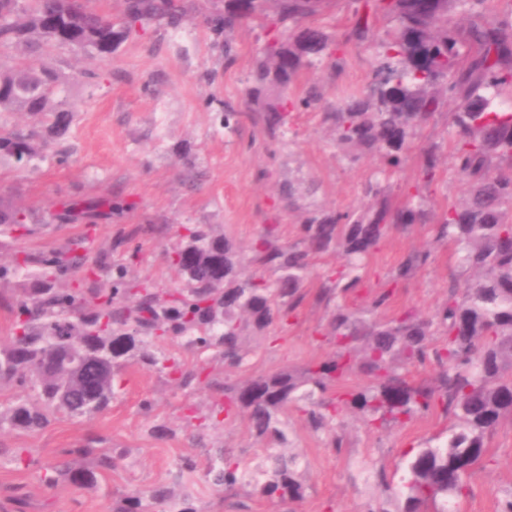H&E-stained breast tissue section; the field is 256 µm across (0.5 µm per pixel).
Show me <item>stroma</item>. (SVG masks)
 I'll list each match as a JSON object with an SVG mask.
<instances>
[{"label": "stroma", "instance_id": "1", "mask_svg": "<svg viewBox=\"0 0 512 512\" xmlns=\"http://www.w3.org/2000/svg\"><path fill=\"white\" fill-rule=\"evenodd\" d=\"M179 3L178 26L150 23L111 58H91L68 47L51 51L48 64L73 76L59 94L73 122L68 134L27 168L0 165V201L29 208L36 220L34 234L24 241L0 234V264L21 248L46 253L79 239L88 260L108 254L112 265L126 266L129 277L173 289L183 281L168 253L186 228L223 231L245 250L265 225H276L285 244L295 240L306 211L353 212L363 206L377 161L368 157L349 163L327 116L343 104L346 91L369 82L377 64L375 47L350 44L342 52V67L325 61L305 70L295 94L313 86L322 98L314 109L291 112L273 137L250 93L253 61L270 40V30L246 22L220 39L211 30V18L223 10L224 0ZM228 112L233 115L229 121L224 118ZM448 112L441 107L419 130L406 163L387 186L394 204L404 203L419 182L421 149L447 146ZM69 199H109L122 207L109 216L63 223L57 213ZM430 238L425 224L393 231L370 256L362 286L347 297V306L364 311L388 290L392 298L378 319L405 309L434 315L456 273L448 245L433 248L415 276L393 277L403 257L427 247ZM344 266L334 253L317 262L305 282L308 297L295 317L286 327L272 328L270 337L250 339L247 375L300 369L331 352L322 340L329 309L314 295L328 275ZM210 398L209 390L185 391L156 369L135 366L126 373L124 390L103 412L61 417L35 433L0 431V512H111L115 499L154 484H173L186 457L196 470L184 483L206 512H400L397 491L410 451L447 428L434 412L375 429L347 409L336 420L343 440L336 451L326 434L306 427L301 412L290 411L288 450L298 457L306 491L302 500L282 504L249 488L222 495L205 483L208 449L224 446L253 462L265 453L240 422L200 435L185 407ZM156 425L165 426L163 437L151 435ZM91 437L104 447L126 449L127 458L97 484L46 486V468ZM18 448L29 456L28 467L9 463L8 454ZM381 472L386 481L378 480ZM471 486L461 512H502L512 500L511 421L497 426ZM18 491L25 495L24 504L14 500Z\"/></svg>", "mask_w": 512, "mask_h": 512}]
</instances>
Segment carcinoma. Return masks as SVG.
I'll use <instances>...</instances> for the list:
<instances>
[{
  "instance_id": "cac0c4a2",
  "label": "carcinoma",
  "mask_w": 512,
  "mask_h": 512,
  "mask_svg": "<svg viewBox=\"0 0 512 512\" xmlns=\"http://www.w3.org/2000/svg\"><path fill=\"white\" fill-rule=\"evenodd\" d=\"M325 0H224V13L211 19L215 34L245 21L286 33L274 37L253 64L251 89L262 100L279 90L278 102L263 109L274 136L288 120L290 92L301 72L326 59L341 67L340 48L352 42L378 47L366 90L353 94L331 114L336 145L356 163L375 153L381 179L366 184L371 204L359 213L313 210L299 224L298 241L276 243L271 226L243 254L221 233L188 228L170 251L169 262L186 287L160 294L146 282L109 265L103 254L90 264L69 242L48 254H14L0 278L24 272L30 287L6 304L9 336L0 344V388L18 382L30 393L0 409V426L33 433L59 415L82 417L106 410L124 387L128 367L156 368L179 388L202 386L218 395L207 411L189 406V418L204 431L246 419L247 433L264 442L258 464L213 448L204 476L218 492L252 487L282 503L304 497L298 460L288 447V408L299 404L308 427L330 430L343 408L357 411L377 429L404 425L438 409L448 419L447 437L427 441L407 462L398 495L401 512H448L471 493L473 469L487 455L486 439L512 415V10L485 11V0H350L351 28L329 32L305 23ZM175 0H130L114 21L90 0H0V45L22 48L11 66L0 62V112L47 117L41 128L1 129L0 163L25 168L63 137L73 120L55 101L62 72L43 62L55 46L107 58L136 28L155 17L179 21ZM386 20L390 26L377 28ZM450 113V157L467 178L465 202L436 215L421 190L395 205L381 181L403 167L421 126L445 101ZM446 159L434 148L420 162L423 187L435 183ZM29 212L0 203V229L18 239L30 231ZM428 224L432 241L454 246L457 277L437 313L405 311L390 320L366 317L345 305L330 311L327 336L332 351L300 372L281 369L238 380L221 378L212 364L243 368V338L283 323L307 297L304 281L321 256L339 250L348 264L329 276L316 300L344 298L362 281L360 270L397 228ZM427 252H411L395 279H406L426 264ZM259 267L271 275L249 271ZM81 271L76 288L59 286V275ZM443 337L435 347L433 337ZM179 339L202 361L189 369L181 359L159 354L164 339ZM431 358L440 368L434 386L407 380L399 370ZM359 373L365 382L341 393L340 383ZM48 468L45 483L84 487L106 478L125 458L116 448L86 444ZM194 496L175 498L158 484L112 502V512H203Z\"/></svg>"
}]
</instances>
